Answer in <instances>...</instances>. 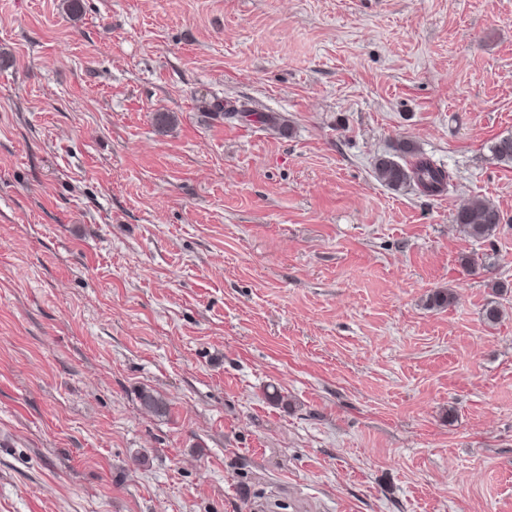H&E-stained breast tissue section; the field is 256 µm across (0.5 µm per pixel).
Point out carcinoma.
<instances>
[{
  "label": "carcinoma",
  "mask_w": 512,
  "mask_h": 512,
  "mask_svg": "<svg viewBox=\"0 0 512 512\" xmlns=\"http://www.w3.org/2000/svg\"><path fill=\"white\" fill-rule=\"evenodd\" d=\"M493 158L499 162L512 163V135L498 139L491 147ZM397 158L380 157L374 163L377 179L392 189L415 187L428 196H439L447 191L450 174L432 160L425 157L409 141L403 140L396 147ZM454 223L469 238L488 239L502 223L499 209L487 200H478L456 211ZM456 301V295L449 289H437L427 294L426 303L431 309H444ZM141 405L154 415H165L169 404L159 395L143 390Z\"/></svg>",
  "instance_id": "carcinoma-1"
}]
</instances>
